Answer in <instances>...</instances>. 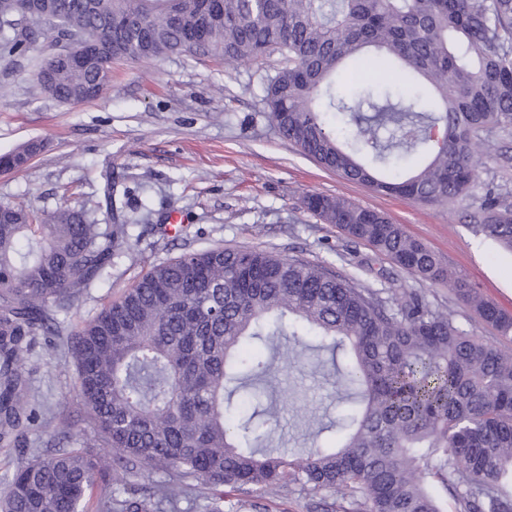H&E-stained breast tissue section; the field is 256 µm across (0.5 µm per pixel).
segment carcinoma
Instances as JSON below:
<instances>
[{
  "label": "carcinoma",
  "instance_id": "1",
  "mask_svg": "<svg viewBox=\"0 0 512 512\" xmlns=\"http://www.w3.org/2000/svg\"><path fill=\"white\" fill-rule=\"evenodd\" d=\"M78 27L101 54L75 66L50 40L36 69L48 98H96L118 59L277 53L285 65L268 76L265 102L279 136L349 181L415 203L469 195L482 134L512 130V0H0V57ZM367 61L385 76L336 79ZM42 148L0 155V168ZM103 179L104 226L84 208L45 216L0 203V445L35 434L55 447L17 466L0 512H161L189 495L203 512H224L226 487L324 492L325 512H343L344 501L354 512H447L446 495L454 512H512V352L413 288H365L258 248L155 264L72 334L77 403L112 456L53 425L30 394L25 361L39 337L64 335L58 315L108 274L128 237L112 171ZM303 204L512 338V314L402 225L320 194ZM469 208L479 231L512 253V202L486 188ZM280 336L347 348L344 365L332 361L338 401L351 404L340 447L290 455L274 444L269 375L290 362ZM246 339L256 353H243ZM302 417L315 439L334 426L314 411ZM153 472L166 480L130 482Z\"/></svg>",
  "mask_w": 512,
  "mask_h": 512
}]
</instances>
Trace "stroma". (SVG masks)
Returning <instances> with one entry per match:
<instances>
[{
  "label": "stroma",
  "instance_id": "obj_1",
  "mask_svg": "<svg viewBox=\"0 0 512 512\" xmlns=\"http://www.w3.org/2000/svg\"><path fill=\"white\" fill-rule=\"evenodd\" d=\"M43 43L20 58L0 60V154L32 139L44 149L23 168L0 173V202L53 212L61 206L95 208L102 200L100 172L111 168L129 189L133 220L108 277L95 282L69 319L77 324L155 263L215 246L259 248L284 258L327 265L367 288L412 279L369 245L348 239L335 225L305 210L308 193L341 197L384 213L421 239L484 298L512 313V254L478 235L466 203L425 206L350 182L280 139L267 117L264 82L278 56L227 63L210 55L180 54L115 61L102 96L65 106L40 94L32 76ZM491 151L478 157V187L512 195V133L487 134ZM429 300L452 309L459 325L503 350L512 341L458 302L446 288L425 286ZM30 385L55 421L88 429L73 390L71 352L39 341L27 359ZM273 382L288 402L276 435L284 449L309 444L299 409L329 412L326 376L300 365ZM323 494L286 492L241 505L227 494L224 512H323Z\"/></svg>",
  "mask_w": 512,
  "mask_h": 512
}]
</instances>
